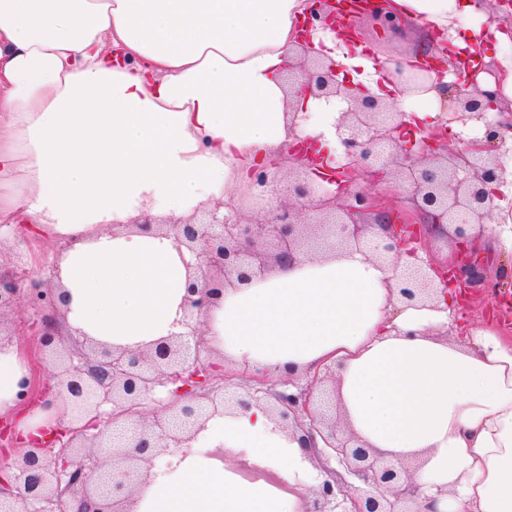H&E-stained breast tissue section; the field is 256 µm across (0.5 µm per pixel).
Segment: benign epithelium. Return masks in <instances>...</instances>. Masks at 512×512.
I'll return each instance as SVG.
<instances>
[{"instance_id":"obj_1","label":"benign epithelium","mask_w":512,"mask_h":512,"mask_svg":"<svg viewBox=\"0 0 512 512\" xmlns=\"http://www.w3.org/2000/svg\"><path fill=\"white\" fill-rule=\"evenodd\" d=\"M310 2L306 29L335 24L337 0ZM293 55L286 72L290 96L346 103L335 128L348 164L328 169L325 183L314 182L316 141L295 134L286 152L268 155L250 170L261 218L245 222L231 204L227 216L215 208L164 222L197 260L198 278L188 287L191 298L185 307L187 333L141 352L86 342L70 349L59 328L66 295L56 270L35 279L0 263V347L13 343L19 333L20 311L30 313L41 348L63 356L57 388L71 414L69 425L51 430L27 449L15 472L0 475V512H133L131 491L158 476L154 468L161 455L189 447L208 417L254 406L265 407L282 428L300 434L313 462L331 475L312 489L304 512H416L421 487L408 467L365 447L338 426L330 410L334 392L327 386L332 370L308 373L299 387L288 378L279 389L256 374L251 384L228 395L224 386L213 383L215 375L224 374L223 366L202 357L201 317L219 294L218 282L233 276L248 282L274 264H290L299 253L315 256L348 245L364 247L379 259L397 260L404 252L416 257L399 280L398 295L404 301L425 304L447 293L448 270L418 252L424 236L439 234L444 224L456 225V239L464 240L472 225L491 218L498 196L492 184L500 183L504 172L501 155L512 151L505 137L512 132V117L486 122L482 137L455 148L440 124L420 138L419 150L411 151L397 137L404 122L396 103L364 95L358 86L339 80L336 64L326 63L305 39ZM482 71L493 73L476 67L447 86L458 122L482 118L496 108V97L476 81ZM290 160L296 178L284 198L277 173ZM363 172L377 179L399 174L419 223L400 224L376 208L358 183ZM310 211L318 220H307ZM364 214L373 215L372 222H362ZM374 226L384 228L386 235L370 236ZM459 275L467 287L483 293L485 272L476 250L465 254ZM120 418L132 421L137 430L134 454L105 450L108 431Z\"/></svg>"}]
</instances>
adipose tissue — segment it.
Listing matches in <instances>:
<instances>
[{"instance_id":"adipose-tissue-1","label":"adipose tissue","mask_w":512,"mask_h":512,"mask_svg":"<svg viewBox=\"0 0 512 512\" xmlns=\"http://www.w3.org/2000/svg\"><path fill=\"white\" fill-rule=\"evenodd\" d=\"M306 0H0V183L23 175L24 196L0 197L48 240L68 295L66 320L87 342L144 350L182 332L195 260L156 218L230 202L259 156L286 150L288 112L316 111L329 156L342 146L336 106L289 101L283 77ZM388 37L418 25L403 58L371 53L345 26L314 32L353 81L375 74L376 96L414 102L428 125L448 77L424 55L483 54L512 22L488 0H385ZM478 20L470 40L456 21ZM121 48L134 66L112 65ZM412 261L381 264L349 247L298 255L263 278L224 288L204 314L213 356L246 372L296 377L333 365L343 428L413 464L418 512H512V338L491 326L444 332L455 301L397 299ZM28 366L0 349V415L14 438H41L62 405L15 415ZM237 453L226 462L220 450ZM298 438L254 407L210 418L190 449L133 493L136 512H303L323 481Z\"/></svg>"}]
</instances>
